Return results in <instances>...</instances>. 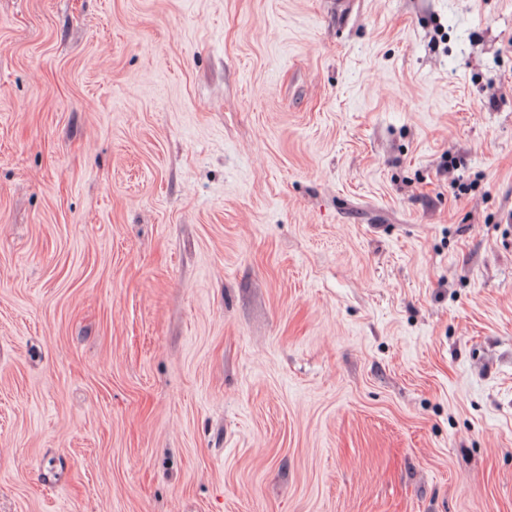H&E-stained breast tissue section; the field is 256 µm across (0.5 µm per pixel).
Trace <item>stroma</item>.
<instances>
[{
  "label": "stroma",
  "mask_w": 512,
  "mask_h": 512,
  "mask_svg": "<svg viewBox=\"0 0 512 512\" xmlns=\"http://www.w3.org/2000/svg\"><path fill=\"white\" fill-rule=\"evenodd\" d=\"M0 512H512V0H0Z\"/></svg>",
  "instance_id": "1"
}]
</instances>
